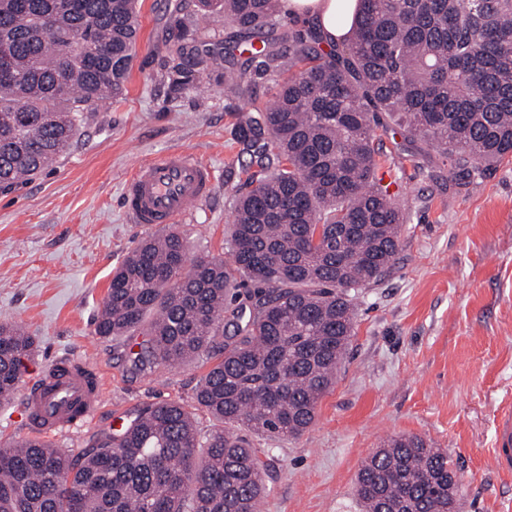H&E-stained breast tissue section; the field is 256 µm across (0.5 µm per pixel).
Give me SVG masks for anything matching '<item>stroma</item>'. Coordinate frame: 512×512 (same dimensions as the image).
Listing matches in <instances>:
<instances>
[{
    "label": "stroma",
    "mask_w": 512,
    "mask_h": 512,
    "mask_svg": "<svg viewBox=\"0 0 512 512\" xmlns=\"http://www.w3.org/2000/svg\"><path fill=\"white\" fill-rule=\"evenodd\" d=\"M175 2L139 0L125 96L93 107L55 170L0 193V324L25 326L38 361L68 352L103 379L96 422L51 440L71 455L111 417L163 400L188 406L202 431L215 425L195 400L214 356L141 372L136 340L102 338L93 326L113 271L156 233L124 210L125 178L140 163L180 148L212 167L213 199L173 230L192 255L228 256L232 200L249 161L235 140L239 102L215 79L168 94L160 75ZM380 147L390 192L406 209L399 251L358 296L354 334L312 427L296 439L250 435L270 451L260 512H360L364 462L390 439L414 435L447 450L462 483L460 512H512V475L489 462L498 413L512 399V157L463 179L402 134L383 135Z\"/></svg>",
    "instance_id": "35a3bbf8"
}]
</instances>
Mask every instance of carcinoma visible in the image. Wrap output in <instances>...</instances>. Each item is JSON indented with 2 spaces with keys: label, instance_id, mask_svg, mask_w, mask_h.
<instances>
[{
  "label": "carcinoma",
  "instance_id": "cac0c4a2",
  "mask_svg": "<svg viewBox=\"0 0 512 512\" xmlns=\"http://www.w3.org/2000/svg\"><path fill=\"white\" fill-rule=\"evenodd\" d=\"M282 0H196L224 20L209 43L188 5L169 16L163 82L178 95L217 74L243 102L250 155L236 194L230 261L191 255L175 232L143 240L115 269L98 336L145 337L133 365L176 366L219 348L197 405L135 410L68 455L20 439L0 448V512H258L267 448L233 428L301 436L334 385L362 289L389 272L406 212L378 177L377 112L465 177L512 155V0H357L350 36L322 52L313 28L282 29ZM136 0H0V190L52 169L84 114L125 95L138 43ZM280 77L252 100L251 75ZM247 288L249 304L228 301ZM224 337L216 346L215 338ZM33 345L0 325V401ZM448 452L396 438L359 470L362 512H451Z\"/></svg>",
  "mask_w": 512,
  "mask_h": 512
}]
</instances>
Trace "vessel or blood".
Returning a JSON list of instances; mask_svg holds the SVG:
<instances>
[{"instance_id": "1", "label": "vessel or blood", "mask_w": 512, "mask_h": 512, "mask_svg": "<svg viewBox=\"0 0 512 512\" xmlns=\"http://www.w3.org/2000/svg\"><path fill=\"white\" fill-rule=\"evenodd\" d=\"M215 191L210 166L193 152L176 150L139 165L124 183V207L135 224H177L191 205ZM22 418L29 435L58 437L92 424L101 409L102 380L88 362L64 353L47 365L21 396ZM491 466L512 472V405L500 414Z\"/></svg>"}]
</instances>
